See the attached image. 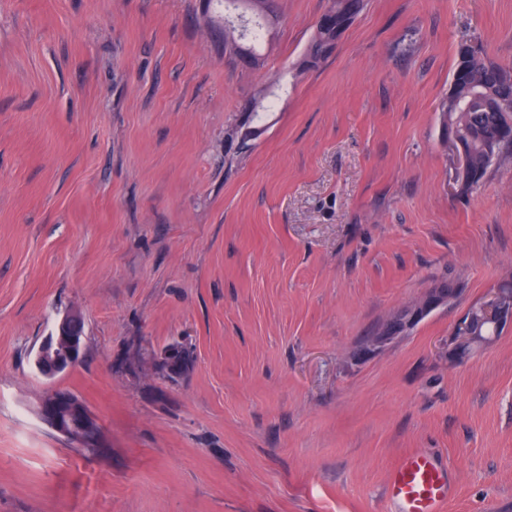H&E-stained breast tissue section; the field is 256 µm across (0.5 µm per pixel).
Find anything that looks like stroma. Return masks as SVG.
Instances as JSON below:
<instances>
[{"label": "stroma", "mask_w": 512, "mask_h": 512, "mask_svg": "<svg viewBox=\"0 0 512 512\" xmlns=\"http://www.w3.org/2000/svg\"><path fill=\"white\" fill-rule=\"evenodd\" d=\"M326 6L282 0L248 70L222 0H0V512H391L420 449L448 512H512V325L452 357L512 278V157L461 193L439 121L459 47L512 66V0H367L241 147ZM450 275L454 303L367 348ZM72 312L83 361L44 378ZM178 341L190 372H148ZM51 389L103 448L41 421ZM40 415L55 433L75 444V448L96 452L102 447V426L76 395L59 389L48 390L40 403Z\"/></svg>", "instance_id": "obj_1"}]
</instances>
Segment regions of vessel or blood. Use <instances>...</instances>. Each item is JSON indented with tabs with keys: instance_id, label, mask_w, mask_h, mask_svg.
<instances>
[{
	"instance_id": "obj_1",
	"label": "vessel or blood",
	"mask_w": 512,
	"mask_h": 512,
	"mask_svg": "<svg viewBox=\"0 0 512 512\" xmlns=\"http://www.w3.org/2000/svg\"><path fill=\"white\" fill-rule=\"evenodd\" d=\"M387 496L395 512H446L448 472L427 454H410L390 472Z\"/></svg>"
}]
</instances>
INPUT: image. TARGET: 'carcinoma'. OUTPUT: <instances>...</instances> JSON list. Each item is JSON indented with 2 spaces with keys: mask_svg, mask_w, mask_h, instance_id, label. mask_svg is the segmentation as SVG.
I'll list each match as a JSON object with an SVG mask.
<instances>
[{
  "mask_svg": "<svg viewBox=\"0 0 512 512\" xmlns=\"http://www.w3.org/2000/svg\"><path fill=\"white\" fill-rule=\"evenodd\" d=\"M250 4L257 12L252 25L241 30L224 24V49L237 63L256 68L261 56L255 44L278 20L279 0H250ZM363 7L364 0H328L297 70L329 57ZM440 126L443 139L465 148L471 180L461 190L479 189L503 149L512 147V68L490 62L477 51L458 54L448 96L440 105Z\"/></svg>",
  "mask_w": 512,
  "mask_h": 512,
  "instance_id": "obj_1",
  "label": "carcinoma"
}]
</instances>
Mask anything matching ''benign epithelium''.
<instances>
[{
    "label": "benign epithelium",
    "mask_w": 512,
    "mask_h": 512,
    "mask_svg": "<svg viewBox=\"0 0 512 512\" xmlns=\"http://www.w3.org/2000/svg\"><path fill=\"white\" fill-rule=\"evenodd\" d=\"M456 298L457 292L454 288L430 289L425 298L409 310L400 329L383 332L374 337L373 345L382 347L406 334L416 322L433 310L453 303ZM476 312L477 316L459 321L454 329V353L462 358L473 352L475 346H485L490 341L488 336L472 334V321H487L498 329L512 324V293L500 288L493 291ZM53 335L57 340L50 339L37 349V360L41 361L50 356L55 361V366L51 370L42 372L46 378H53L83 360L84 333L74 328L73 317L61 318L55 326ZM40 415L55 433L71 441L76 447L102 446L103 430L99 420L76 395L59 389L48 390L40 403Z\"/></svg>",
    "instance_id": "benign-epithelium-1"
}]
</instances>
